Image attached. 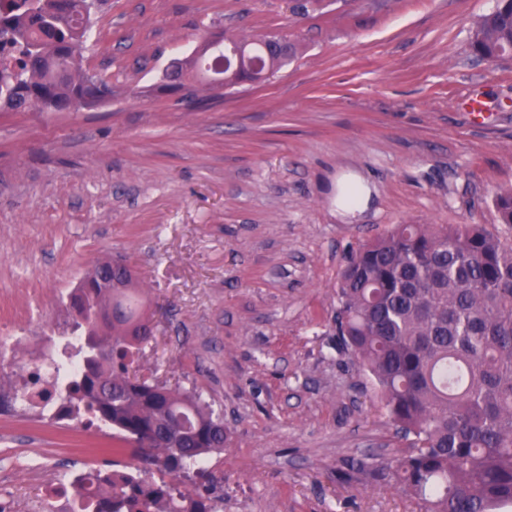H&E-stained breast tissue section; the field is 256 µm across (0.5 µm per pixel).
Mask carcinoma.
<instances>
[{"label":"carcinoma","mask_w":512,"mask_h":512,"mask_svg":"<svg viewBox=\"0 0 512 512\" xmlns=\"http://www.w3.org/2000/svg\"><path fill=\"white\" fill-rule=\"evenodd\" d=\"M93 0H15L0 12V38L17 45L18 69L0 74V110L34 107L77 112L112 97V84L83 69ZM512 43V0L485 15L473 34L482 57L502 56ZM213 42L178 60L164 87L183 90L184 74L207 77ZM269 38L244 45L247 62L222 75L225 86L251 78L249 64L271 69L288 55ZM499 223L512 227V189L494 199ZM121 287L113 290L105 282ZM129 264L104 261L74 296L72 333L59 366L72 359L84 373L62 393L68 413L112 427V438L138 444L161 473L132 463L112 470V487L95 512H217L207 494L186 487L207 478L191 462L228 442L224 418L195 389L176 392L136 376V358L153 340ZM336 338L372 380L389 419L411 439L407 456L349 473L394 480L424 512H504L512 508V241L477 224H396L354 252L336 289ZM121 317L101 326L113 307Z\"/></svg>","instance_id":"1"}]
</instances>
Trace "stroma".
I'll return each instance as SVG.
<instances>
[{
    "instance_id": "obj_1",
    "label": "stroma",
    "mask_w": 512,
    "mask_h": 512,
    "mask_svg": "<svg viewBox=\"0 0 512 512\" xmlns=\"http://www.w3.org/2000/svg\"><path fill=\"white\" fill-rule=\"evenodd\" d=\"M497 0H96L88 72L110 102L0 111V338L67 336V296L128 260L154 323L139 371L197 388L231 440L211 455L218 512H420L348 459L410 450L369 376L336 347L347 256L397 224H479L512 188V57L471 48ZM275 33L264 82L162 90L204 37ZM478 94L479 122L460 101ZM368 183L338 210L336 180ZM0 501L39 500L74 466L104 467L109 428L62 427L0 394Z\"/></svg>"
}]
</instances>
